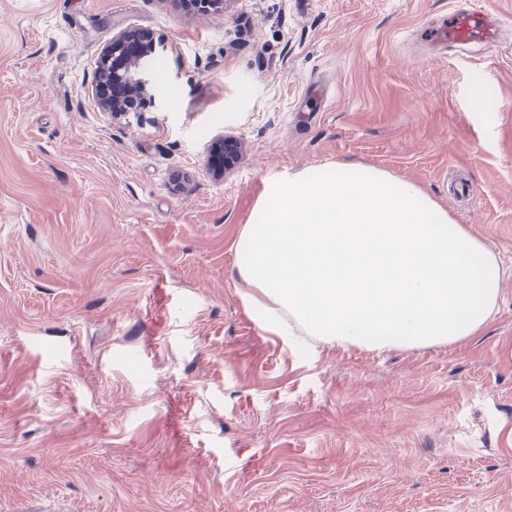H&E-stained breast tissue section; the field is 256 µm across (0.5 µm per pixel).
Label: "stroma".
<instances>
[{"instance_id":"obj_1","label":"stroma","mask_w":512,"mask_h":512,"mask_svg":"<svg viewBox=\"0 0 512 512\" xmlns=\"http://www.w3.org/2000/svg\"><path fill=\"white\" fill-rule=\"evenodd\" d=\"M174 3L0 0V512H512V0ZM453 10L495 46L422 37ZM134 30L148 102L115 117L97 59ZM336 164L490 247L483 327L371 349L254 316L263 176Z\"/></svg>"}]
</instances>
